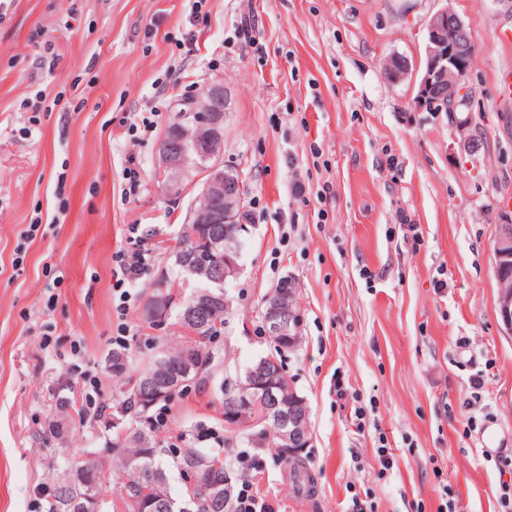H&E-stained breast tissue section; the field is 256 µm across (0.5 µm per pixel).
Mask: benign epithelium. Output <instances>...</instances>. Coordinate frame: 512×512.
Instances as JSON below:
<instances>
[{
	"label": "benign epithelium",
	"instance_id": "1",
	"mask_svg": "<svg viewBox=\"0 0 512 512\" xmlns=\"http://www.w3.org/2000/svg\"><path fill=\"white\" fill-rule=\"evenodd\" d=\"M425 63L420 76L415 109L419 112H466L469 110L471 92L470 75L476 53L464 21L451 9L443 8L433 13L425 25ZM410 72V65L399 67L388 61L383 67L387 82L398 83ZM228 97L221 83L211 84L205 99L190 100L177 110L171 134L161 138L158 153L161 173L166 186L173 188L189 165H199L204 173L203 189L199 204L190 214L192 224H222L224 237L203 240L205 255L189 266L198 274L208 276L215 284L237 278L241 270L243 243L248 241L249 225L243 222L242 174L222 161L224 153V112ZM460 134L459 146L471 151L475 138L469 133V118L455 119ZM505 225L494 243V270L496 278L502 277V268L512 264V218L504 215ZM289 281H281L266 297L264 324L269 337L280 344L283 353L296 350L301 342L298 331L302 313L291 290ZM229 306L224 295L210 292L194 298L189 314L197 310ZM497 312L503 331L512 336V290H499ZM197 366L184 359L181 370L174 372L161 364L153 375L142 384L139 397L162 398L187 382ZM282 371L273 359L264 358L249 371L246 381L234 386V393L224 397V420L237 428L250 412L262 410L260 419L250 422H273L278 428L280 447L297 454L313 444V431L308 420L306 399L295 388H284ZM136 474L150 486L147 502L161 512L172 509L171 502L158 495L156 476L139 460L130 462ZM224 480L191 479L189 487L206 497L208 503L220 508L224 505ZM76 512H99V497L90 493L74 500Z\"/></svg>",
	"mask_w": 512,
	"mask_h": 512
}]
</instances>
